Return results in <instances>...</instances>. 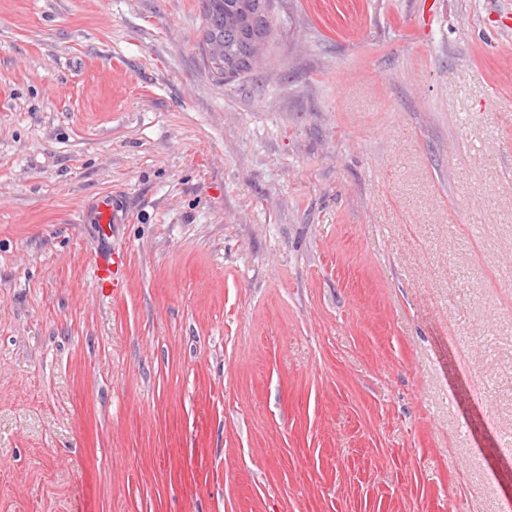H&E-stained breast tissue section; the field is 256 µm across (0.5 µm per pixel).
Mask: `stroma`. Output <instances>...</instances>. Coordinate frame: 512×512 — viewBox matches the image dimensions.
I'll list each match as a JSON object with an SVG mask.
<instances>
[{
	"label": "stroma",
	"mask_w": 512,
	"mask_h": 512,
	"mask_svg": "<svg viewBox=\"0 0 512 512\" xmlns=\"http://www.w3.org/2000/svg\"><path fill=\"white\" fill-rule=\"evenodd\" d=\"M275 16L0 0V512H512V0ZM250 1L257 0H200V47L202 48V43L206 40L224 38V42L211 40L203 45V54L206 60L222 59L225 46H227V52L235 59L231 69L224 66V61L207 63L209 74L217 84L229 85L251 76L252 72L249 68L247 57L254 69L261 62L259 38H250L244 44V53L247 55L245 57L242 54H238V42H236L234 36H228L227 39L224 36V29L227 33H234L241 24L240 9L230 10L224 15L227 6H233L232 3H239L247 11H253L255 5L251 4Z\"/></svg>",
	"instance_id": "35a3bbf8"
}]
</instances>
